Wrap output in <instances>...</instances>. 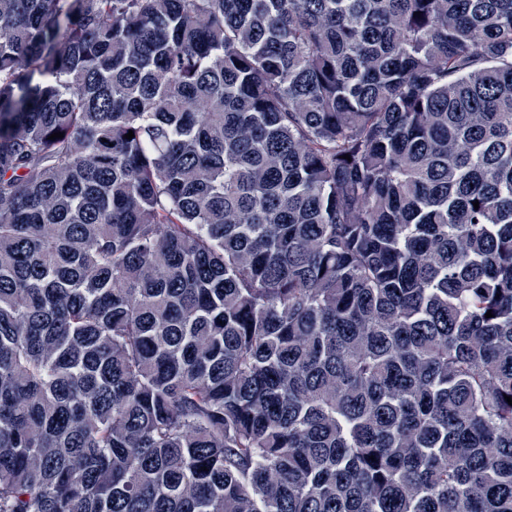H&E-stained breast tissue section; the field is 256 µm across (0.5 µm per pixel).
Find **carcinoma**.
<instances>
[{
    "mask_svg": "<svg viewBox=\"0 0 512 512\" xmlns=\"http://www.w3.org/2000/svg\"><path fill=\"white\" fill-rule=\"evenodd\" d=\"M507 396L512 0H0V512H512Z\"/></svg>",
    "mask_w": 512,
    "mask_h": 512,
    "instance_id": "1",
    "label": "carcinoma"
}]
</instances>
